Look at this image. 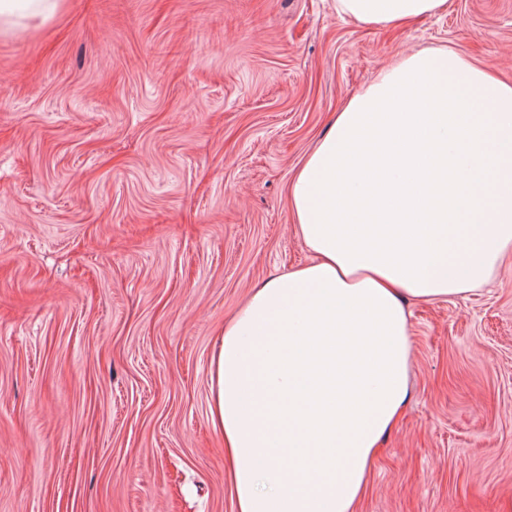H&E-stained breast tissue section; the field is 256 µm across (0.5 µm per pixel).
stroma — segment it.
I'll return each instance as SVG.
<instances>
[{
  "label": "stroma",
  "instance_id": "obj_1",
  "mask_svg": "<svg viewBox=\"0 0 512 512\" xmlns=\"http://www.w3.org/2000/svg\"><path fill=\"white\" fill-rule=\"evenodd\" d=\"M512 0H64L0 35V512H236L216 337L307 262L288 191L345 101L446 46L512 81ZM410 399L355 512H512V253L408 300ZM447 8V0H336L339 14L370 25L437 15Z\"/></svg>",
  "mask_w": 512,
  "mask_h": 512
}]
</instances>
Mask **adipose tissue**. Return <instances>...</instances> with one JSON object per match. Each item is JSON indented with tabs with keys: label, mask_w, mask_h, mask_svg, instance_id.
Listing matches in <instances>:
<instances>
[{
	"label": "adipose tissue",
	"mask_w": 512,
	"mask_h": 512,
	"mask_svg": "<svg viewBox=\"0 0 512 512\" xmlns=\"http://www.w3.org/2000/svg\"><path fill=\"white\" fill-rule=\"evenodd\" d=\"M62 0H0V31ZM448 0H336L383 25ZM312 260L253 288L211 357L238 512H352L407 399L403 296L481 285L512 249V85L458 52L400 55L352 94L289 188Z\"/></svg>",
	"instance_id": "adipose-tissue-1"
}]
</instances>
